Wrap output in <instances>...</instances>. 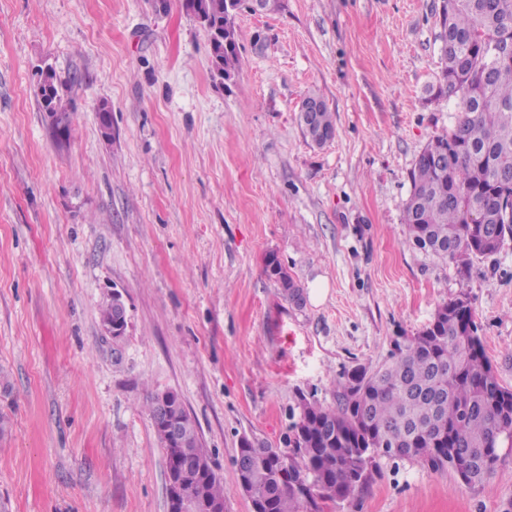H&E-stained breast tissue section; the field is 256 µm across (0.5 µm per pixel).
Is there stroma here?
<instances>
[{
    "mask_svg": "<svg viewBox=\"0 0 512 512\" xmlns=\"http://www.w3.org/2000/svg\"><path fill=\"white\" fill-rule=\"evenodd\" d=\"M441 0H281L241 9L235 78L211 76L205 30L170 0H0V368L10 512H167L165 452L143 406L178 393L224 482L242 437L284 447L298 394L335 403L341 374L385 361L438 305L466 296L512 389V239L467 267L408 241L410 172L459 115L431 102ZM64 82L56 139L38 91ZM318 95L336 136L297 115ZM108 106L112 135L100 130ZM276 256L323 301L295 307ZM123 295L126 334L100 309ZM475 487L382 457L324 512H512V448ZM310 105L316 106L315 110H307ZM298 122L309 140L322 146L326 144L331 135L336 132V124L333 116L317 95L308 96L299 111ZM266 272L278 284L279 294L285 301L296 307L303 306L304 288L288 274L276 257L271 256L267 259Z\"/></svg>",
    "mask_w": 512,
    "mask_h": 512,
    "instance_id": "1",
    "label": "stroma"
}]
</instances>
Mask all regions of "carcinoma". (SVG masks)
<instances>
[{"instance_id":"1","label":"carcinoma","mask_w":512,"mask_h":512,"mask_svg":"<svg viewBox=\"0 0 512 512\" xmlns=\"http://www.w3.org/2000/svg\"><path fill=\"white\" fill-rule=\"evenodd\" d=\"M240 2L183 0L207 31L211 67L223 80L238 73ZM438 25L441 68L430 91L456 100L460 115L419 153L404 224L410 243L464 267L512 238V61L498 56L512 44V0H442ZM40 98L45 111H65L52 69L40 73ZM298 122L318 146L336 132L317 95L304 100ZM266 272L285 301L303 306L304 288L276 257ZM293 416L287 449L247 438L238 448L237 457L249 461L238 471L257 512H322L326 503L346 501L367 486L389 448H407L409 457L448 468L473 487L495 473L498 448L512 447V390L494 375L462 296L440 305L416 334L396 337L382 366L343 373L336 406L301 394ZM177 419V442L154 424L167 470L198 512L224 507V485L196 421L183 408Z\"/></svg>"}]
</instances>
